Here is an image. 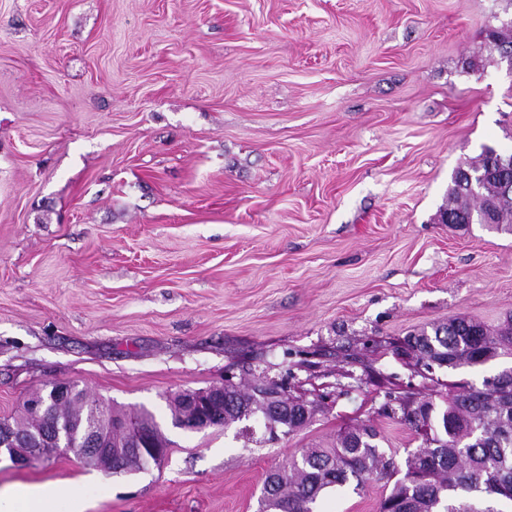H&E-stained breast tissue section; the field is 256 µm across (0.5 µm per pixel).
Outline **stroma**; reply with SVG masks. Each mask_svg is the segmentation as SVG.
<instances>
[{
    "label": "stroma",
    "instance_id": "35a3bbf8",
    "mask_svg": "<svg viewBox=\"0 0 512 512\" xmlns=\"http://www.w3.org/2000/svg\"><path fill=\"white\" fill-rule=\"evenodd\" d=\"M512 0H0V419L70 380L146 407L166 461L103 475L0 459L56 512H257L266 473L380 415L391 345L512 315V234L442 223L454 170L512 152ZM332 396L276 443L262 417L170 428L165 397L265 376ZM383 484L325 495L376 512Z\"/></svg>",
    "mask_w": 512,
    "mask_h": 512
}]
</instances>
